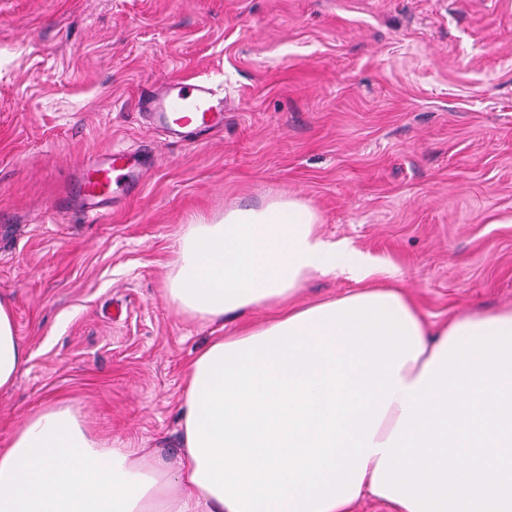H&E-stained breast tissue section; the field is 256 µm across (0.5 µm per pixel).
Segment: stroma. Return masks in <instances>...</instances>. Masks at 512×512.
<instances>
[{
  "label": "stroma",
  "instance_id": "1",
  "mask_svg": "<svg viewBox=\"0 0 512 512\" xmlns=\"http://www.w3.org/2000/svg\"><path fill=\"white\" fill-rule=\"evenodd\" d=\"M173 80L224 126L138 112ZM119 147L143 176L98 217L69 188ZM296 196L401 274L425 316L512 306V0H0V297L28 360L0 448L45 405L175 457L186 368L243 322L164 288L191 217ZM144 110L170 134L209 132L224 126V96L203 82L171 81L145 99Z\"/></svg>",
  "mask_w": 512,
  "mask_h": 512
}]
</instances>
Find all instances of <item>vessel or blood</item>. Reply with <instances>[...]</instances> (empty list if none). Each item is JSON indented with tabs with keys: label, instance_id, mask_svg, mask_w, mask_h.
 I'll return each mask as SVG.
<instances>
[{
	"label": "vessel or blood",
	"instance_id": "1",
	"mask_svg": "<svg viewBox=\"0 0 512 512\" xmlns=\"http://www.w3.org/2000/svg\"><path fill=\"white\" fill-rule=\"evenodd\" d=\"M157 124L170 134L209 132L224 125V99L205 83L176 80L148 95L143 103ZM132 156L122 149H111L82 167L76 179L77 193L88 203V212L99 216L113 198L118 181H132Z\"/></svg>",
	"mask_w": 512,
	"mask_h": 512
}]
</instances>
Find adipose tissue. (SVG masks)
I'll return each mask as SVG.
<instances>
[{
    "label": "adipose tissue",
    "instance_id": "adipose-tissue-1",
    "mask_svg": "<svg viewBox=\"0 0 512 512\" xmlns=\"http://www.w3.org/2000/svg\"><path fill=\"white\" fill-rule=\"evenodd\" d=\"M291 195L193 217L166 292L215 336L189 363L181 452L144 461L50 404L0 448V512H512V308L429 322L395 272ZM315 276L356 288L309 304ZM26 362L0 298V391Z\"/></svg>",
    "mask_w": 512,
    "mask_h": 512
}]
</instances>
